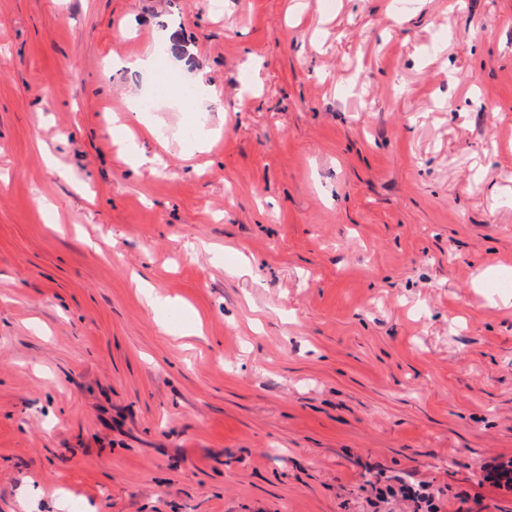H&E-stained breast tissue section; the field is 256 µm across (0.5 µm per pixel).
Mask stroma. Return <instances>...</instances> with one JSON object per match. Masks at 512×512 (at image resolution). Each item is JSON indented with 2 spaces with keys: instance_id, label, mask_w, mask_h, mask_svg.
I'll return each mask as SVG.
<instances>
[{
  "instance_id": "1",
  "label": "stroma",
  "mask_w": 512,
  "mask_h": 512,
  "mask_svg": "<svg viewBox=\"0 0 512 512\" xmlns=\"http://www.w3.org/2000/svg\"><path fill=\"white\" fill-rule=\"evenodd\" d=\"M510 461L512 0H0V512H512Z\"/></svg>"
}]
</instances>
